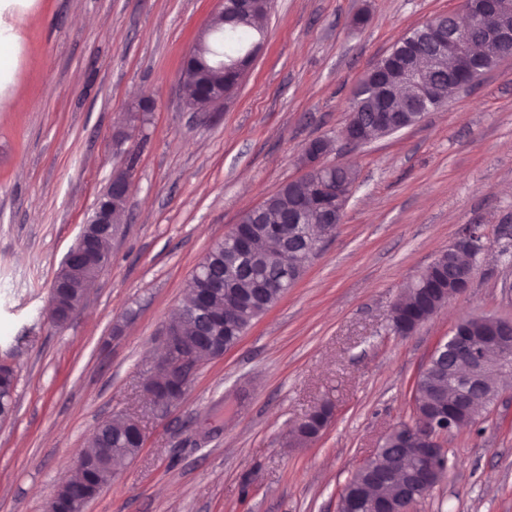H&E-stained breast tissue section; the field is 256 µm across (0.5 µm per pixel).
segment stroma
Here are the masks:
<instances>
[{
    "label": "stroma",
    "mask_w": 512,
    "mask_h": 512,
    "mask_svg": "<svg viewBox=\"0 0 512 512\" xmlns=\"http://www.w3.org/2000/svg\"><path fill=\"white\" fill-rule=\"evenodd\" d=\"M219 7L40 0L19 22L25 105L0 112V361L16 374L0 512H45L97 426L126 417L146 444L88 512H337L346 479L411 421L413 382L455 322L512 319V58L413 127L356 148L340 139L366 70L459 0H272L234 96L194 112L182 63ZM144 98L152 111L128 125ZM321 138L335 142L324 164L357 174L335 234L233 348L199 362L174 406L153 410L142 382L194 268L244 211L305 174ZM132 152L112 260L55 326L53 279ZM474 225L485 249L467 292L394 333L404 286ZM323 403L327 430L291 445ZM446 448L449 469L414 512H512V383Z\"/></svg>",
    "instance_id": "stroma-1"
}]
</instances>
